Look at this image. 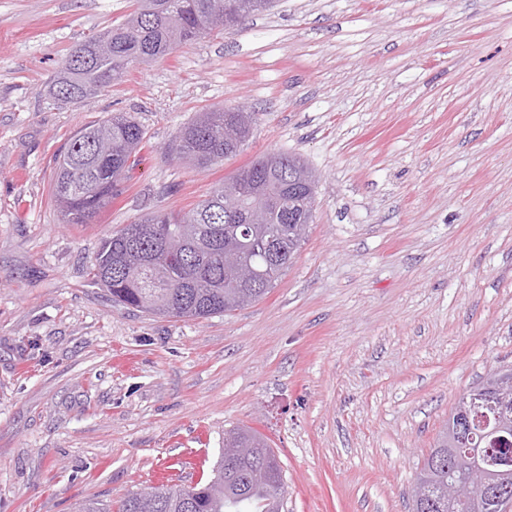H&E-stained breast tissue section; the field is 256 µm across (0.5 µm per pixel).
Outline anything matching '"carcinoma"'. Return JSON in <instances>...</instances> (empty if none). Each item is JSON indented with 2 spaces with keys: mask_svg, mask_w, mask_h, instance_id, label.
<instances>
[{
  "mask_svg": "<svg viewBox=\"0 0 512 512\" xmlns=\"http://www.w3.org/2000/svg\"><path fill=\"white\" fill-rule=\"evenodd\" d=\"M265 7L254 0H133L124 20L74 46L48 87L49 97L83 104L122 80L134 63H148L216 31L243 25ZM253 134L252 112H201L183 126L171 151L204 169L224 160V126ZM144 131L114 113L77 132L56 160L53 198L64 224H90L119 197L131 155ZM268 156L235 173L236 204L224 208L216 185L189 211L150 212L114 231L99 247L90 275L112 301L154 315L191 320L250 305L275 287L293 263L313 222L315 198L306 187L279 181ZM224 447L246 448L232 464L219 456L213 477L194 486L162 484L129 493L116 504L84 500L74 512H282L283 467L267 438L251 427L224 433ZM264 468L268 479L250 472ZM417 485L448 489V429L424 458Z\"/></svg>",
  "mask_w": 512,
  "mask_h": 512,
  "instance_id": "obj_1",
  "label": "carcinoma"
}]
</instances>
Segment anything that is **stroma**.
I'll use <instances>...</instances> for the list:
<instances>
[{"mask_svg":"<svg viewBox=\"0 0 512 512\" xmlns=\"http://www.w3.org/2000/svg\"><path fill=\"white\" fill-rule=\"evenodd\" d=\"M130 6L0 0V512L210 478L243 425L281 461L283 512H411L455 400L512 368V0H275L52 102L69 49ZM236 105L256 114L240 154H172L197 112ZM118 112L145 131L121 196L61 223L57 156ZM279 151L317 174L315 219L261 301L164 318L92 283L113 230Z\"/></svg>","mask_w":512,"mask_h":512,"instance_id":"stroma-1","label":"stroma"}]
</instances>
